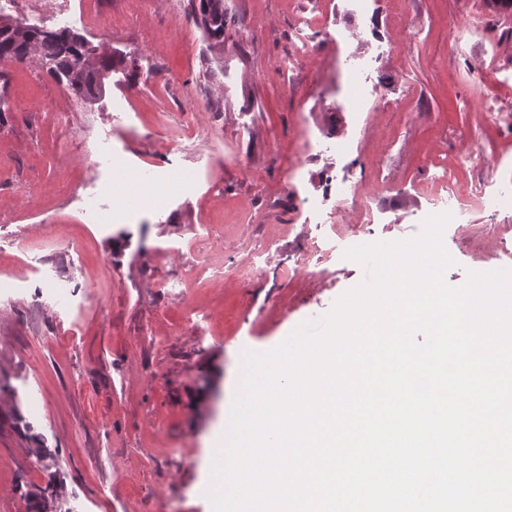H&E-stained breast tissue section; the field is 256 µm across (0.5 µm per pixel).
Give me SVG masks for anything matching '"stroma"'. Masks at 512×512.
Listing matches in <instances>:
<instances>
[{
    "instance_id": "35a3bbf8",
    "label": "stroma",
    "mask_w": 512,
    "mask_h": 512,
    "mask_svg": "<svg viewBox=\"0 0 512 512\" xmlns=\"http://www.w3.org/2000/svg\"><path fill=\"white\" fill-rule=\"evenodd\" d=\"M224 9L220 49L187 0L0 11L126 60L93 101L0 62V208L17 215L0 223V512L46 487L55 512H210L244 354L327 314L366 275L345 250L417 235L446 178L512 186V59L464 25L462 0ZM136 171L156 202L116 196ZM354 185L371 214L339 200ZM471 210L443 233L452 287L512 267V202L493 221L480 195Z\"/></svg>"
}]
</instances>
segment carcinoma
<instances>
[{
  "instance_id": "cac0c4a2",
  "label": "carcinoma",
  "mask_w": 512,
  "mask_h": 512,
  "mask_svg": "<svg viewBox=\"0 0 512 512\" xmlns=\"http://www.w3.org/2000/svg\"><path fill=\"white\" fill-rule=\"evenodd\" d=\"M189 5L195 23L207 38L218 46L224 45L228 37L224 0H189ZM31 53L50 63L47 72L66 82L72 92L84 100L102 96L106 75L123 65L121 59L96 54L82 38L66 29L46 30L30 24L20 30L0 27V61L22 63ZM22 496L29 512H47L50 507L44 489L27 490Z\"/></svg>"
}]
</instances>
